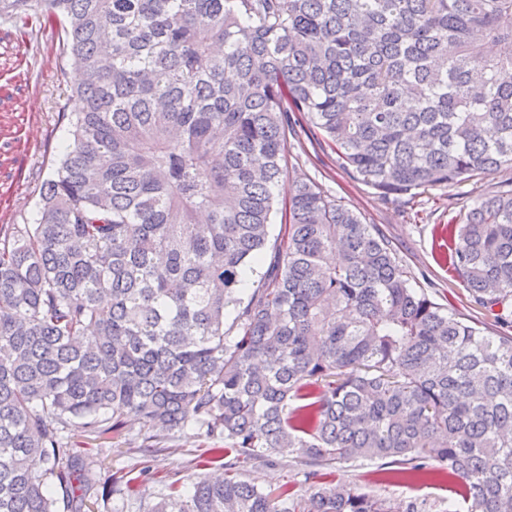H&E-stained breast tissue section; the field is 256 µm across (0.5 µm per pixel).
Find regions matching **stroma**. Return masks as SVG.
Wrapping results in <instances>:
<instances>
[{
    "instance_id": "stroma-1",
    "label": "stroma",
    "mask_w": 512,
    "mask_h": 512,
    "mask_svg": "<svg viewBox=\"0 0 512 512\" xmlns=\"http://www.w3.org/2000/svg\"><path fill=\"white\" fill-rule=\"evenodd\" d=\"M81 80V72L58 42L21 36L13 23L0 21V225L37 221L38 189L70 142L71 117L80 108L72 91ZM294 118L296 134L288 139V175L279 187V198L289 197L295 181L318 184L364 223L377 225L395 247L412 284L424 287L435 302L459 317L481 321L487 332L506 331V324L475 303L461 278L449 269L445 230L462 223L475 195L512 189V168L478 176L465 185L386 197L343 167L306 114L298 112ZM140 429L139 423L128 421L118 439L102 445L81 432L69 434L74 447L97 448L106 470L137 481L135 491L113 496L107 512H144L149 501L166 494L170 479L208 471L205 450L211 442L197 430L170 433L165 451L147 458L134 445ZM147 462L153 477L142 482L138 475ZM387 469L380 460L358 461L333 465L332 475L394 503L415 497L438 503L450 495L446 482L390 481L385 477ZM300 470L295 459L281 456L238 468L242 479L260 488L298 495L303 492Z\"/></svg>"
}]
</instances>
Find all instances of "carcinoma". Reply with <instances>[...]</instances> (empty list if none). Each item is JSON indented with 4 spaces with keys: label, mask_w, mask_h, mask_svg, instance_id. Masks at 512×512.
Masks as SVG:
<instances>
[{
    "label": "carcinoma",
    "mask_w": 512,
    "mask_h": 512,
    "mask_svg": "<svg viewBox=\"0 0 512 512\" xmlns=\"http://www.w3.org/2000/svg\"><path fill=\"white\" fill-rule=\"evenodd\" d=\"M505 17L512 0H0L85 75L40 219L0 226V512H99L117 480L67 433L107 443L127 418L146 449L199 431L225 469L146 512H512V336L414 287L376 225L311 182L270 240L290 112L385 195L512 167ZM447 255L507 320L512 189L448 225ZM228 452L434 462L459 499L393 510L315 471L285 497Z\"/></svg>",
    "instance_id": "carcinoma-1"
}]
</instances>
